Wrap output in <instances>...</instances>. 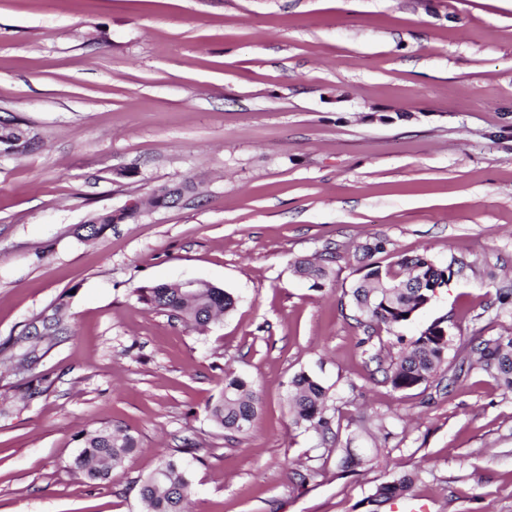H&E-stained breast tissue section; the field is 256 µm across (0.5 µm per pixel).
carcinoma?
I'll use <instances>...</instances> for the list:
<instances>
[{
  "label": "carcinoma",
  "mask_w": 512,
  "mask_h": 512,
  "mask_svg": "<svg viewBox=\"0 0 512 512\" xmlns=\"http://www.w3.org/2000/svg\"><path fill=\"white\" fill-rule=\"evenodd\" d=\"M114 224L112 213H98L82 228L88 236L97 237ZM385 251L378 240L363 248L360 262L364 274L352 288L356 309L378 325L397 327L410 321L430 303L434 292L448 286L452 265L438 264L425 252L405 255L398 261L402 273L382 268L374 256ZM295 270L320 287L329 275L326 264L307 258L295 262ZM138 299L160 312H166L187 326L204 327L219 315L235 308V298L222 288H205L189 296L172 283H159L137 288ZM64 304L55 306L42 318L45 335L67 333L63 323ZM450 335L443 322L432 323L419 337L404 347L396 361L384 369L385 379L397 390L416 387L433 378L448 355ZM475 364L491 376L504 390L512 392V336L484 340L476 348ZM291 417L294 424L314 429H329L326 417V391L313 376L301 372L289 382ZM259 396L247 380L232 372H224L221 398L208 409L210 419L230 433H244L253 427ZM81 449L71 468L90 482L105 480L112 468L137 448L136 439L127 432L100 429L80 432ZM416 476L405 474L377 487L370 502L378 505L406 497ZM192 467L180 458H163L141 483L139 496L144 512H187L185 504L192 494Z\"/></svg>",
  "instance_id": "1"
}]
</instances>
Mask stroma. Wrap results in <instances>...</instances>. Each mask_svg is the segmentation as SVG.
Instances as JSON below:
<instances>
[{
  "label": "stroma",
  "mask_w": 512,
  "mask_h": 512,
  "mask_svg": "<svg viewBox=\"0 0 512 512\" xmlns=\"http://www.w3.org/2000/svg\"><path fill=\"white\" fill-rule=\"evenodd\" d=\"M5 126L28 146L0 143V512H143L142 480L187 447L190 512H370L414 472L429 512H512V394L468 364L512 334V0H0ZM379 239L385 267L464 265L400 328L350 302ZM329 249L322 287L295 274ZM189 279L236 299L203 332L135 294ZM61 302L71 333L24 399L13 341ZM439 320L445 363L393 389L377 359ZM228 369L260 397L232 436L208 416ZM303 370L327 434L292 422ZM116 426L138 451L76 475L78 433ZM144 201L145 199H133L128 202L125 208L118 212L98 213L95 216H93L89 221H87L84 225H82V228H84L88 233L87 237L100 236L108 227L114 224V217L117 218L123 212H128L126 216H124L123 218L133 219L137 217L138 214L132 210L141 211L142 203ZM115 221L119 222L117 219ZM416 480L415 475L405 474L392 482H388L377 487L375 493L371 496L370 502L378 505L405 498L411 490Z\"/></svg>",
  "instance_id": "stroma-1"
}]
</instances>
